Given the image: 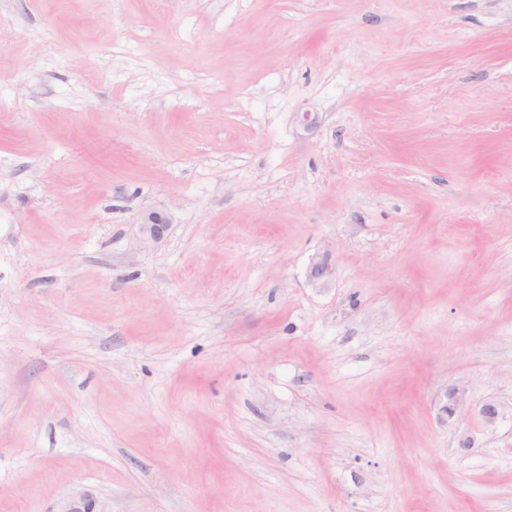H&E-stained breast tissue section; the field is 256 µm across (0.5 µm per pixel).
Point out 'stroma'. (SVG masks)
Here are the masks:
<instances>
[{"instance_id": "1", "label": "stroma", "mask_w": 512, "mask_h": 512, "mask_svg": "<svg viewBox=\"0 0 512 512\" xmlns=\"http://www.w3.org/2000/svg\"><path fill=\"white\" fill-rule=\"evenodd\" d=\"M84 490L512 512V0H0V512ZM140 226L142 243H159L165 238L169 220L167 216L154 212L149 214L144 224Z\"/></svg>"}]
</instances>
